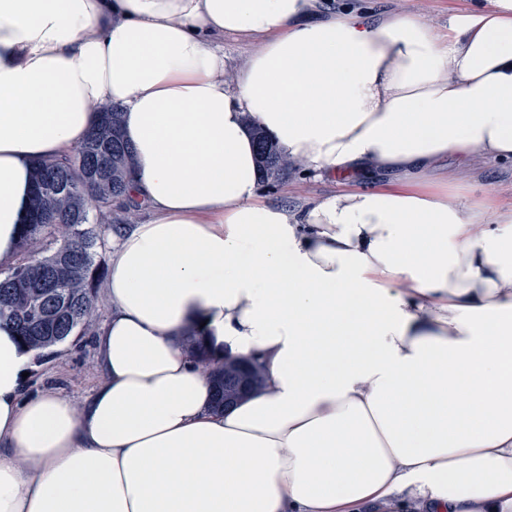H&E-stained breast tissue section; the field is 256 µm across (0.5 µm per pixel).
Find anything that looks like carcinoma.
<instances>
[{
    "instance_id": "1",
    "label": "carcinoma",
    "mask_w": 512,
    "mask_h": 512,
    "mask_svg": "<svg viewBox=\"0 0 512 512\" xmlns=\"http://www.w3.org/2000/svg\"><path fill=\"white\" fill-rule=\"evenodd\" d=\"M102 120L95 131L63 158L33 165L34 199L29 222L23 225L18 263L0 271V320L13 325L24 346L41 357L85 332L98 313L96 288L105 274L98 225L112 223L113 206L132 221L138 207L125 199L133 151L120 135L122 109L98 107ZM264 180L281 178L294 161L285 156L259 127H253ZM40 244L45 256L33 258L29 248ZM191 347L209 371L213 404L224 409L262 387L264 372L250 365V384L241 389L233 359L215 365L200 343Z\"/></svg>"
}]
</instances>
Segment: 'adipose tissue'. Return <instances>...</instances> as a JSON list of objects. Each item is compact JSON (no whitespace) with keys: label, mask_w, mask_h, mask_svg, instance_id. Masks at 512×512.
Here are the masks:
<instances>
[{"label":"adipose tissue","mask_w":512,"mask_h":512,"mask_svg":"<svg viewBox=\"0 0 512 512\" xmlns=\"http://www.w3.org/2000/svg\"><path fill=\"white\" fill-rule=\"evenodd\" d=\"M227 36L255 46L229 81ZM105 102L151 218L103 232L85 402L26 397L0 326V512H512V217L412 188L512 160V0L443 32L323 0H0V267L33 163ZM254 124L347 188L267 202ZM190 335L263 386L215 410Z\"/></svg>","instance_id":"1"}]
</instances>
